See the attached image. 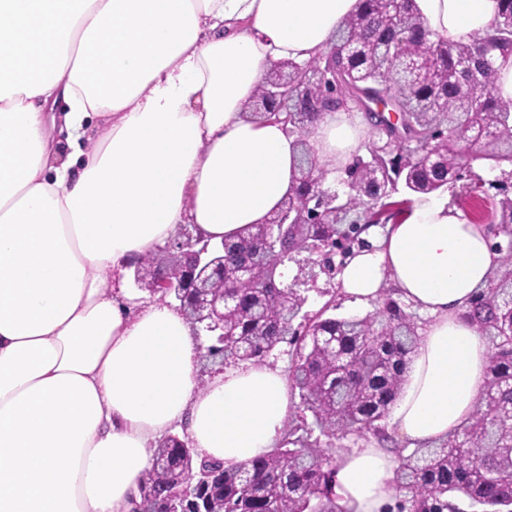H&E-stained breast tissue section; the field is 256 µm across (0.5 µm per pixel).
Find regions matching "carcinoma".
Returning <instances> with one entry per match:
<instances>
[{
  "label": "carcinoma",
  "instance_id": "obj_1",
  "mask_svg": "<svg viewBox=\"0 0 512 512\" xmlns=\"http://www.w3.org/2000/svg\"><path fill=\"white\" fill-rule=\"evenodd\" d=\"M396 35L403 36L423 78H411L388 60L385 46ZM496 49L512 52V0H503L494 34L481 43L431 39L414 0H399L390 18L381 0H361L336 34V62L326 55L288 62L290 76L336 65L330 93L338 111L385 95L399 112L396 127L387 114L364 112L374 136L331 182L329 164L307 143L320 113L297 112L291 100L286 114L247 113L254 120L286 116L297 136L299 177L284 203L295 223L252 224L213 256L210 273L224 280L222 318L201 310V289L185 279L189 258L173 246L163 262L152 254L138 260L135 281L164 298L159 275L175 269L180 308L192 325L216 335L207 357L223 364H256L285 340L296 345L288 380L327 442L310 441L290 421L268 454L226 468L198 458L189 442L169 434L151 449L139 512H342L333 491V440L363 430L388 440L382 421L403 385L419 326L387 289L382 308L371 315L320 313L296 328L306 298L283 284L278 269L302 252L324 256L333 268V256L350 255L363 231L410 210L412 200H393L400 184L415 198L447 187L476 197L486 185L503 198L487 202L486 214L500 266L466 311L492 344L489 379L470 420L448 445L397 454L398 512H512V198L505 186L512 181V108L494 93ZM473 141L480 142L495 179L470 171L462 144Z\"/></svg>",
  "mask_w": 512,
  "mask_h": 512
}]
</instances>
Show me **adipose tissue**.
Masks as SVG:
<instances>
[{"label":"adipose tissue","instance_id":"1","mask_svg":"<svg viewBox=\"0 0 512 512\" xmlns=\"http://www.w3.org/2000/svg\"><path fill=\"white\" fill-rule=\"evenodd\" d=\"M433 36L491 33L502 0H414ZM359 0H0V512H132L155 441L185 428L199 457L266 455L293 408L279 367L200 378L178 307L134 309L126 265L183 225L214 242L265 223L292 193L296 137L244 107L274 63L329 49ZM67 107L65 141L49 106ZM358 112H326L315 154L363 153ZM338 279L366 305L395 288L428 321L389 407L410 448L447 441L488 377L489 340L464 317L498 255L483 225L427 196ZM397 462L340 456L343 512H397Z\"/></svg>","mask_w":512,"mask_h":512}]
</instances>
